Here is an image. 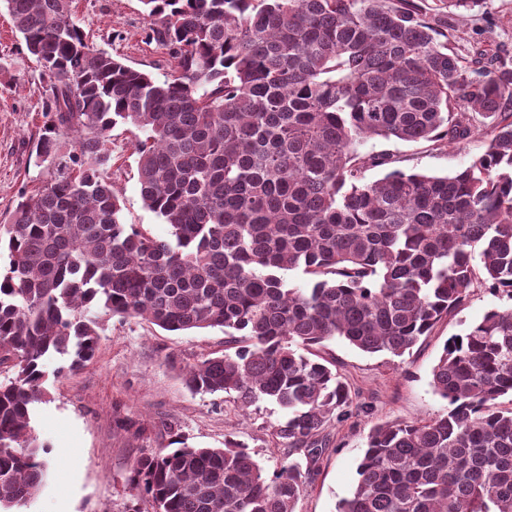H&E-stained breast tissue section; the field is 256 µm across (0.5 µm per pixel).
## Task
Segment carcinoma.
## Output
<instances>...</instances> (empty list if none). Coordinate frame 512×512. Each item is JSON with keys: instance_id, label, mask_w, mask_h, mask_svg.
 Returning <instances> with one entry per match:
<instances>
[{"instance_id": "1", "label": "carcinoma", "mask_w": 512, "mask_h": 512, "mask_svg": "<svg viewBox=\"0 0 512 512\" xmlns=\"http://www.w3.org/2000/svg\"><path fill=\"white\" fill-rule=\"evenodd\" d=\"M3 2L41 68L50 178L0 221V512L45 486L31 426L44 359L84 368L105 317L224 330V353L186 367V387L277 404L276 437L305 458L269 477L241 444H184L134 461L135 495L154 512H295L352 404L311 348L339 338L401 357L475 287L512 300V67L481 48L460 57L413 0H141L172 64L162 81L88 43L72 0ZM119 123L143 134L140 196L166 239L123 221L107 176ZM483 130L484 153L451 176L360 151ZM431 385L446 413L374 425L336 512H512V407L498 404L512 393V307L449 337Z\"/></svg>"}]
</instances>
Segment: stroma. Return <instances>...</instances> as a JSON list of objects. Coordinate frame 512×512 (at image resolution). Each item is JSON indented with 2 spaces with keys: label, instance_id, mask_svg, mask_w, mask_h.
Masks as SVG:
<instances>
[{
  "label": "stroma",
  "instance_id": "stroma-1",
  "mask_svg": "<svg viewBox=\"0 0 512 512\" xmlns=\"http://www.w3.org/2000/svg\"><path fill=\"white\" fill-rule=\"evenodd\" d=\"M78 25L89 42L126 64L164 80L168 56L147 38L149 19L141 0H73ZM448 45L461 56L475 48L497 52L512 62V0H483L466 17L448 20ZM45 122L39 68L26 51L11 17L0 4V215L12 210L22 190L46 180L34 156ZM136 128L116 125L109 147L108 175L123 203V220L165 239L170 227L143 205L139 193ZM487 147L484 133L447 147L431 142L374 139L368 152L394 154L399 168L429 175L464 169ZM512 301L475 288L468 304L443 318L400 357L368 354L335 338L315 346L318 360L334 364L348 384L352 405L347 420L332 424L330 444L318 474L299 499L296 512H336L357 481V466L371 427L383 421H427L442 414L446 401L431 381L446 340L463 333L488 310ZM224 332L203 329L168 332L143 320L112 317L104 322L95 361L72 375L58 374L63 358L45 361L46 401L36 404L32 425L48 448L50 478L29 512H152L133 497L127 483L135 459L169 451L175 439L197 448H220L233 440L245 445L266 473L288 458L272 438L283 413L261 402L242 409L224 395L194 394L181 369L224 351Z\"/></svg>",
  "mask_w": 512,
  "mask_h": 512
}]
</instances>
